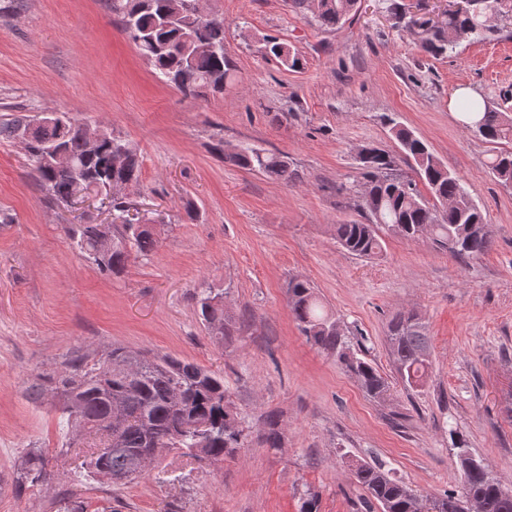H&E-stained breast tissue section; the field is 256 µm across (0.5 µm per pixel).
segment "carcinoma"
Instances as JSON below:
<instances>
[{
    "label": "carcinoma",
    "mask_w": 512,
    "mask_h": 512,
    "mask_svg": "<svg viewBox=\"0 0 512 512\" xmlns=\"http://www.w3.org/2000/svg\"><path fill=\"white\" fill-rule=\"evenodd\" d=\"M191 0H109V9L132 40L158 79L181 91L198 95L202 90L224 91L233 77V65L224 54V17L201 18L189 7ZM394 25L409 33L418 49L432 58L448 55L463 39L485 40L497 32L489 16L512 13V0H469L464 13L450 12L440 22L405 16L397 0H382ZM357 0H288L296 11L313 8L316 22L327 31L341 27ZM267 53L290 70L300 68L295 52L270 40ZM466 112H483L474 128L489 144L512 141V114L477 101L461 103ZM33 120L19 115L0 123V137L16 139L18 129ZM86 119L64 113L62 125L39 129L25 151L33 163L31 177L54 203L67 204L77 187L95 184L108 194L110 179L130 185L140 182L141 162L134 150L125 164L112 165L114 153L128 142L115 134L103 138L97 150L88 148ZM397 151L377 147L360 152L363 186L360 208L367 222L335 225L336 242L349 254L370 257L381 249L379 230L407 239L427 237L432 244L456 257H474L492 245L491 225L471 200L461 179L444 167L428 144L412 132L393 126ZM61 150L71 165L61 166L45 158L47 148ZM213 149L224 160L252 172L274 177L284 184L296 180L288 156L250 144L224 152V141ZM406 163L416 177L396 173L398 162ZM492 173L505 185L512 184V150H499L490 158ZM427 187L423 195L417 181ZM66 234L83 255L100 270L119 276L131 252L148 256L157 248L151 229L138 224H71ZM199 317L214 335L230 340L238 331L224 310L223 297L212 288L195 295ZM288 310L302 335L319 349L334 353L353 374L368 396L384 401L390 395L388 379L371 362L350 351L333 315L324 310L315 289L306 280L288 282ZM388 348L401 380L412 387L421 383L430 367V343L425 325L413 312L395 315L388 323ZM49 381L60 391V409L77 431L97 432L102 446L87 463L89 472L109 480L124 475L129 481L145 476L138 470L139 457L151 454V463L178 453L195 459L219 461L232 456L243 444L244 427L231 409L224 376L170 356L137 357L114 347L94 362L74 354L63 370ZM283 440L279 420L267 418L264 441L278 448ZM460 489L438 497L415 493L403 481L392 478L377 464L358 462L352 470L355 482L368 500L382 512H456V503L467 496L481 505V512H512V492L457 442ZM48 461L38 450L29 453L19 475V484L45 483L50 479Z\"/></svg>",
    "instance_id": "cac0c4a2"
}]
</instances>
